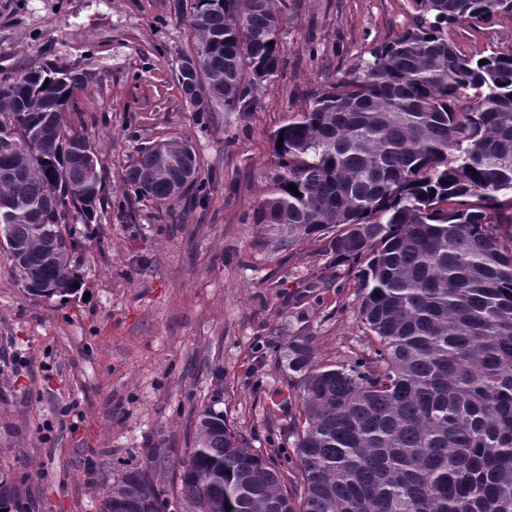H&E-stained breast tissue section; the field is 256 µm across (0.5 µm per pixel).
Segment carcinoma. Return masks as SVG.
I'll return each mask as SVG.
<instances>
[{
    "label": "carcinoma",
    "mask_w": 512,
    "mask_h": 512,
    "mask_svg": "<svg viewBox=\"0 0 512 512\" xmlns=\"http://www.w3.org/2000/svg\"><path fill=\"white\" fill-rule=\"evenodd\" d=\"M414 18L389 43L314 93L273 133L279 172L253 223L288 242L318 235L336 261L359 265L367 347L317 361L288 345L301 373L293 452L303 494L249 448L213 406L193 427L181 494L197 512H512V48L457 52L448 26L512 16V0H410ZM204 112L250 107L279 66L276 0H192ZM273 45H268V42ZM46 63L13 78L0 121L14 123L9 189L39 222L8 227L13 270L40 297L75 290V217L90 224L103 184L88 183L65 112L85 85ZM144 149L129 170L153 171ZM138 194L171 204L156 176ZM86 195L62 203L68 188ZM295 185L297 192L288 189ZM159 452L102 488L100 512H145L163 491ZM16 488L0 476V512Z\"/></svg>",
    "instance_id": "1"
}]
</instances>
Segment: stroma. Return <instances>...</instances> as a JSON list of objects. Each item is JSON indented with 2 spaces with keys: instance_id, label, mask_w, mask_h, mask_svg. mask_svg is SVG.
Returning a JSON list of instances; mask_svg holds the SVG:
<instances>
[{
  "instance_id": "35a3bbf8",
  "label": "stroma",
  "mask_w": 512,
  "mask_h": 512,
  "mask_svg": "<svg viewBox=\"0 0 512 512\" xmlns=\"http://www.w3.org/2000/svg\"><path fill=\"white\" fill-rule=\"evenodd\" d=\"M277 73L244 111L198 115L176 78L190 0H0V79L45 63L87 77L66 120L104 173L93 223L74 224L78 291L29 296L0 252V471L22 512H99L101 487L163 453L166 512L207 405L301 493L290 463L298 381L289 342L319 361L361 350L354 271L321 237L288 244L252 221L277 172L271 137L310 95L413 19L409 0H276ZM467 57L512 48V16L449 27ZM159 140L189 143L205 192L160 205L125 173ZM221 397H214L216 387Z\"/></svg>"
}]
</instances>
